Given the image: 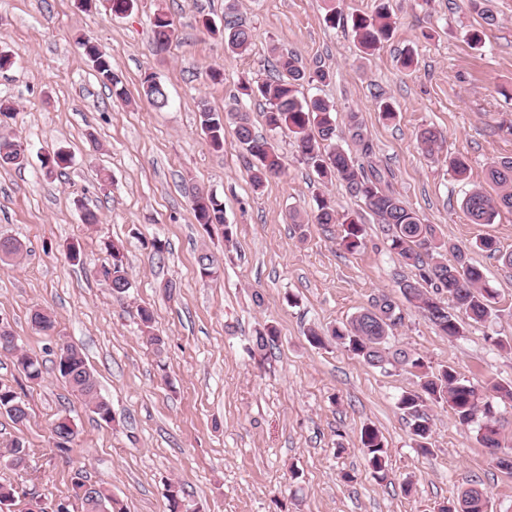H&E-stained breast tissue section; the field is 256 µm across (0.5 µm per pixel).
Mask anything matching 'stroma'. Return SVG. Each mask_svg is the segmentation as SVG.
Segmentation results:
<instances>
[{
  "instance_id": "stroma-1",
  "label": "stroma",
  "mask_w": 512,
  "mask_h": 512,
  "mask_svg": "<svg viewBox=\"0 0 512 512\" xmlns=\"http://www.w3.org/2000/svg\"><path fill=\"white\" fill-rule=\"evenodd\" d=\"M386 3L393 35L366 55L350 18L371 13L376 0H339L345 21L334 27L323 20L322 0H237L236 15L253 35L239 56L224 46L228 0H138L124 16L76 0H0V52L14 56L0 70V99L15 108L0 133L28 152L23 168H0V237L22 245L20 256L0 261V322L43 370L40 382H30L13 353L0 351V385L30 408L22 425L0 413V483L13 486L23 512H52L61 503L81 512L78 474L108 483L128 512H168L171 484L194 512H438L473 480L488 493L490 512H512V472L496 467L447 405L432 406L431 451H417L396 405L416 389L414 373L381 371L343 345L315 347L305 337L308 328L341 325L386 294L403 315L391 347L419 353L435 370L453 366L478 385H512V268L474 246L490 237L512 252V211L474 224L462 206L484 185L488 163L512 156V0ZM485 9L496 25L484 24ZM160 12L176 33L158 53L152 21ZM471 30L480 31V47L468 45ZM82 37L110 57L126 99L98 78L78 45ZM274 47L331 72V80L304 87V96L335 102L337 139L349 113L357 114L393 189L483 270L498 294L496 317L467 322L461 337L443 335L403 300L398 283L416 271L390 250L386 229L363 202L339 183H320L287 131H268L263 98L234 102L240 79L264 77ZM406 49L417 59L411 71L397 62ZM213 68L223 81L209 78ZM147 73L165 84L168 107L142 97ZM383 98L397 112L394 121L379 117ZM237 105L283 164L258 190L233 130L216 151L199 125L201 109ZM428 126L441 136L431 154L417 141ZM59 148L73 162L63 175L45 177L41 156ZM457 154L468 159L467 179L448 166ZM199 189L223 200L224 226L197 224L191 199ZM321 196L360 218L361 250L340 246L338 225L292 223V213L313 214ZM88 210L99 223H83ZM108 240L122 243L127 256L131 288L121 300L96 274L108 261ZM155 240L164 243L163 255H155ZM73 243L82 264L67 258ZM204 251L217 262V277L201 279ZM39 308L51 314L52 332L32 325ZM143 308L165 339L163 353L141 332ZM268 323L278 339L254 355L256 332ZM63 343L82 351L112 423L98 422L58 375ZM62 413L78 431L67 451L51 433ZM366 426L383 437L386 480L367 464ZM16 440L29 453L23 468L6 457Z\"/></svg>"
}]
</instances>
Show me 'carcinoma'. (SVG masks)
I'll return each mask as SVG.
<instances>
[{"instance_id":"obj_1","label":"carcinoma","mask_w":512,"mask_h":512,"mask_svg":"<svg viewBox=\"0 0 512 512\" xmlns=\"http://www.w3.org/2000/svg\"><path fill=\"white\" fill-rule=\"evenodd\" d=\"M173 23L160 15L154 16V41L158 51H164L175 33L167 32ZM352 29L360 48L365 53L373 52L388 40L393 31V22L386 4H379L372 14H359L352 19ZM224 43L233 53H242L252 44L251 31L234 17L224 20ZM84 54L91 61L103 83L112 86L117 97L127 95L120 76L113 70L112 61L96 44L80 41ZM278 70L264 79L239 83L241 94L260 96L268 104L265 120L270 130L286 128L296 141L302 160L321 179H335L353 197L363 201L390 234V249L397 253L405 265L418 271L416 277L398 282L399 291L405 300L421 311L444 335L457 338L463 335L468 318L473 322H484L496 315L497 294L484 280L482 270L473 264L468 253L451 245L442 237L437 227L426 224L394 191L389 173L374 160L375 152L368 132L357 115L352 113L346 126L347 138L356 146L361 159L335 142L336 124L333 112L336 106L322 98L299 99L298 86L313 82L323 83L331 79L332 73L321 65L307 67L293 54H280ZM167 93L166 86L155 81L154 74L144 76L141 95L156 109H163ZM231 124L237 141L251 157V180L254 187H261L271 177L282 173L283 165L274 144L256 134L249 113L230 110L226 113L204 109L200 112V128L210 145L224 148V129ZM72 163L70 153L57 150L41 159V169L51 177L61 174ZM486 181L493 192L483 187L470 191L463 201V208L474 224H490L499 209L512 210V156L499 157L489 163ZM192 210L197 223L206 227H224V239L232 231L224 223V203L213 193L192 201ZM314 224H337L341 227L340 246L348 252H356L364 246L363 225L348 214H339L327 200L318 202L317 211L311 216ZM104 248L111 261L103 266L106 280L112 293L123 296L131 288L124 246L120 242L106 241ZM452 253L453 262H448L447 253ZM448 291L447 306L439 297ZM142 332L150 345L161 350L164 340L154 333L153 313L142 308L139 312ZM402 322L398 304L386 294L375 298L370 307L360 311L348 322L327 331L308 329L311 345H325L331 337L350 352L374 368L385 369L400 366L412 370L419 378V389L406 391L398 399L397 407L408 419L418 449L430 452L428 439L431 436L432 418L430 405L445 403L454 414L458 425L474 428L477 441L485 448H500L512 455V446L502 435V425L495 415V403L512 401V386L492 383L480 391L475 385L462 380L455 368L446 366L433 370L424 358L411 350L390 351L388 339L392 330ZM278 331L266 325L257 332L254 348L258 352L275 344ZM16 363L25 377L34 382L42 379V368L38 359L19 350ZM60 377L69 385L85 406L105 424L114 421L109 402L101 396L98 382L88 366L81 350H72L67 361L56 363ZM0 412L6 414L16 425L28 420L29 407L11 387L0 385ZM70 417L60 414L51 426L55 446L61 450L71 448L77 431L69 424ZM361 445L374 476L383 481L387 477V457L379 432L372 427L361 431ZM75 497L80 500L83 512H126L123 504L112 497L103 482L90 483L84 477L74 481ZM487 493L476 487L463 490L457 500L443 504L438 512H458L457 506L469 507L467 512H488Z\"/></svg>"}]
</instances>
